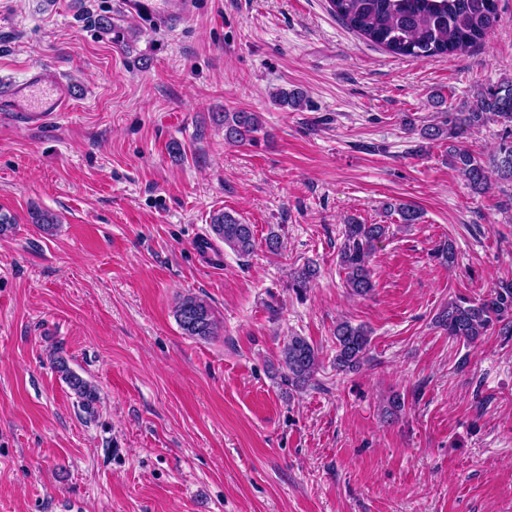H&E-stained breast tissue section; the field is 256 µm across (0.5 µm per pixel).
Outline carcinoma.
Segmentation results:
<instances>
[{
	"label": "carcinoma",
	"instance_id": "carcinoma-1",
	"mask_svg": "<svg viewBox=\"0 0 512 512\" xmlns=\"http://www.w3.org/2000/svg\"><path fill=\"white\" fill-rule=\"evenodd\" d=\"M331 11L351 30L388 52L419 60L448 56L483 43L498 18L497 0H329ZM275 105L301 110L308 104L304 89L281 88L272 95ZM212 120L224 126V140L234 146L253 145L263 130L260 113L246 110L214 112ZM493 121L503 126L492 162L484 161L458 143L472 129ZM422 139L448 141V156L470 189L485 193L492 178L512 183V80L479 92L476 101L455 112H440L435 121L419 129ZM215 237L241 257L250 256L256 241L252 225L226 211L211 217ZM388 224H362L350 219L344 225L338 257L345 287L356 296L373 291L371 261L377 244L389 234ZM317 269L305 264L291 274L288 286L306 289ZM176 320L185 335L208 340L218 335V321L210 304L197 296L182 298L175 307ZM435 323L448 336L475 343L492 327L512 336V283L502 282L479 300L452 299L438 312ZM336 370H359L370 350L371 331L348 320L336 324ZM52 364L74 393L82 410L96 416L98 388L74 373L57 350ZM288 390L299 391L312 381L319 366V351L305 338L292 337L281 351Z\"/></svg>",
	"mask_w": 512,
	"mask_h": 512
}]
</instances>
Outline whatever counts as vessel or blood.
I'll return each instance as SVG.
<instances>
[{
    "instance_id": "1",
    "label": "vessel or blood",
    "mask_w": 512,
    "mask_h": 512,
    "mask_svg": "<svg viewBox=\"0 0 512 512\" xmlns=\"http://www.w3.org/2000/svg\"><path fill=\"white\" fill-rule=\"evenodd\" d=\"M127 10L149 18L161 25H172L190 16L193 0H180L171 5L170 0H126ZM71 93L68 84L48 80L38 69L13 84L5 98L0 99L1 112H16L29 122L42 124L68 111Z\"/></svg>"
}]
</instances>
